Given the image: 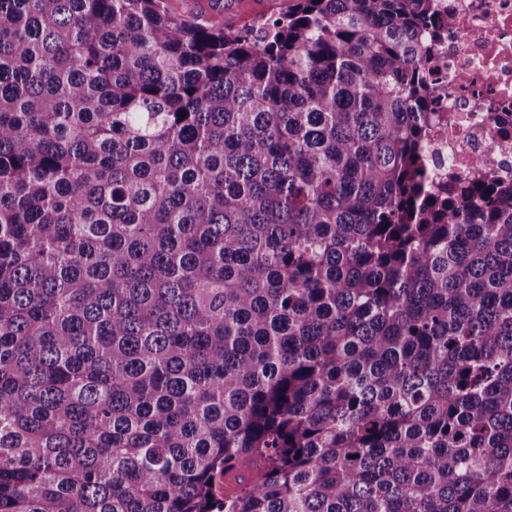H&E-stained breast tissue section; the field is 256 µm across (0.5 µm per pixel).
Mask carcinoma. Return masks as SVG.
<instances>
[{"instance_id":"carcinoma-1","label":"carcinoma","mask_w":512,"mask_h":512,"mask_svg":"<svg viewBox=\"0 0 512 512\" xmlns=\"http://www.w3.org/2000/svg\"><path fill=\"white\" fill-rule=\"evenodd\" d=\"M433 8L0 0V512H512V183L430 184ZM224 5V22L241 26L255 19L266 18L286 11L294 0H219Z\"/></svg>"}]
</instances>
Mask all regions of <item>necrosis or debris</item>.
<instances>
[{
  "mask_svg": "<svg viewBox=\"0 0 512 512\" xmlns=\"http://www.w3.org/2000/svg\"><path fill=\"white\" fill-rule=\"evenodd\" d=\"M435 4L444 30L429 60L440 114L426 147L430 172L512 181V0Z\"/></svg>",
  "mask_w": 512,
  "mask_h": 512,
  "instance_id": "obj_1",
  "label": "necrosis or debris"
}]
</instances>
